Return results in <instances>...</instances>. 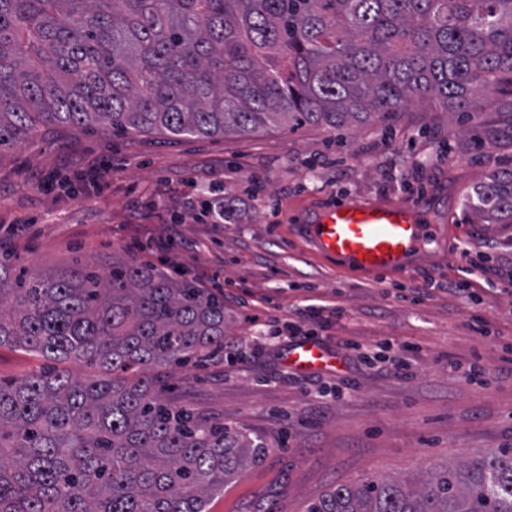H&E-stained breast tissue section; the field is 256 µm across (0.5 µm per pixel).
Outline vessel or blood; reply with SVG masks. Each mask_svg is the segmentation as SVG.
<instances>
[{
	"label": "vessel or blood",
	"mask_w": 512,
	"mask_h": 512,
	"mask_svg": "<svg viewBox=\"0 0 512 512\" xmlns=\"http://www.w3.org/2000/svg\"><path fill=\"white\" fill-rule=\"evenodd\" d=\"M425 197L382 200L349 195L316 206L293 228L320 256L366 279H394L419 269L430 247L446 250Z\"/></svg>",
	"instance_id": "obj_1"
}]
</instances>
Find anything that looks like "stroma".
Here are the masks:
<instances>
[{
	"label": "stroma",
	"instance_id": "1",
	"mask_svg": "<svg viewBox=\"0 0 512 512\" xmlns=\"http://www.w3.org/2000/svg\"><path fill=\"white\" fill-rule=\"evenodd\" d=\"M512 164V87L449 117L435 102L349 128L270 126L226 137H122L46 127L0 149V251L53 271L130 256L202 288L222 286L224 350L161 374L169 396L263 438L265 457L208 500L206 512H304L330 488L417 477L512 447V224H471L476 187ZM437 196L451 246L485 257L479 303L444 284L452 255L380 284L333 266L290 234L294 214L355 193ZM245 213L216 224L203 202ZM438 286L414 303L412 286ZM483 322L487 335L474 329ZM315 330L337 372L288 367L289 325ZM489 371L467 382L473 362Z\"/></svg>",
	"mask_w": 512,
	"mask_h": 512
}]
</instances>
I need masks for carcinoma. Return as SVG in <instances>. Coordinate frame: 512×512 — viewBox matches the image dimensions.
I'll return each mask as SVG.
<instances>
[{
    "label": "carcinoma",
    "mask_w": 512,
    "mask_h": 512,
    "mask_svg": "<svg viewBox=\"0 0 512 512\" xmlns=\"http://www.w3.org/2000/svg\"><path fill=\"white\" fill-rule=\"evenodd\" d=\"M512 84V0H0V148L37 129H331ZM512 224V167L469 201ZM224 297L148 263L42 272L0 257V347L104 372L0 377V512H205L267 445L163 397L224 347ZM305 512H512V448L338 485Z\"/></svg>",
    "instance_id": "1"
}]
</instances>
